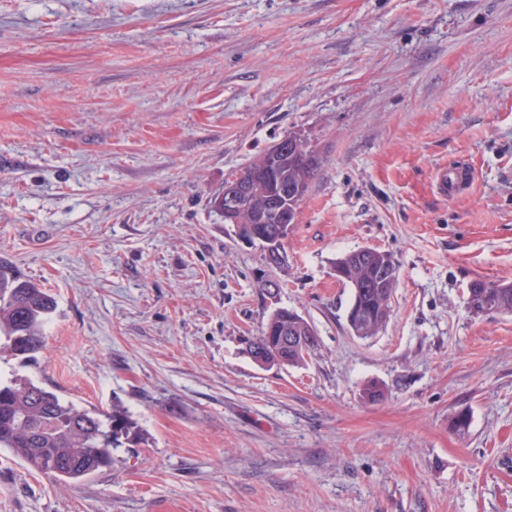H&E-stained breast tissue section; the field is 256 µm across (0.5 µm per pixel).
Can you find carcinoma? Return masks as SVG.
<instances>
[{
  "mask_svg": "<svg viewBox=\"0 0 512 512\" xmlns=\"http://www.w3.org/2000/svg\"><path fill=\"white\" fill-rule=\"evenodd\" d=\"M319 172L314 154L302 165L281 156L272 163V179L258 191L272 193L288 185L302 188L305 196ZM334 265L343 266V275L336 280L351 289V306L379 311L377 289L360 288V273L353 271L351 258L343 255ZM467 304L476 313H512V288L475 279L468 288ZM56 308L55 298L47 289L0 265V346L23 357L39 349L44 326ZM280 325L279 315L273 314L250 344L251 355L265 351ZM302 328L310 341L305 350L289 353L290 365L303 362L318 344L315 330L305 319ZM142 440L140 426L123 407L114 406L110 413L90 411L28 377L16 375L0 381V449H8L29 468L60 483L77 482L111 466L112 449Z\"/></svg>",
  "mask_w": 512,
  "mask_h": 512,
  "instance_id": "carcinoma-1",
  "label": "carcinoma"
}]
</instances>
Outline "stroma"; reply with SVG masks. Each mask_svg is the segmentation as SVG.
Returning <instances> with one entry per match:
<instances>
[{
	"mask_svg": "<svg viewBox=\"0 0 512 512\" xmlns=\"http://www.w3.org/2000/svg\"><path fill=\"white\" fill-rule=\"evenodd\" d=\"M293 131L321 172L280 271L209 200ZM362 248L400 268L367 339ZM0 262L57 302L0 376L148 439L74 484L2 448L0 512H512V313L466 303L512 283V0H0ZM280 308L318 345L258 365ZM472 178L470 169L463 165L450 164L440 168L435 176V186L438 193L448 199L453 198L462 185ZM349 253L337 258L336 261L334 262V267H336L337 265H344L345 268H343V275L339 276L342 274L341 267H336V269L333 270L334 274L338 276L336 277V280L339 283H342L344 286L350 288L352 292V301L347 311V315L354 306L364 311L374 310L375 313L377 314V312L380 310V303L377 297L376 288H388L389 285L393 283L395 279L394 265L390 264L387 266L380 267L373 266L370 276L362 281V286L360 288V286L358 285L360 273L353 271L354 265L351 264L352 259L350 257H347ZM364 288H367V290L363 291ZM366 320L373 319H366L365 317H362L360 314L357 315L356 312L353 310H351L349 313L350 325L358 326L362 324L363 321ZM511 283L475 279L468 288L467 304L475 313H512V288H500ZM283 315H278L277 312H275L267 321L265 326L262 328V331L260 333V336H257L252 343L250 344V353L256 358V355H259L261 352H264L267 348V345L273 342V339L277 334L278 328L280 325H282V321L280 320L283 318ZM280 318V319H279ZM302 320V328L304 332H308V334H303V336H307L310 338V341L307 343L304 352H289L288 355V365H295L302 363L305 360V355L308 356L311 351L315 349V347L318 344V338L315 330L313 327L309 324L307 320H305L303 317H301ZM275 335V336H274ZM288 335L292 336L288 340ZM281 337L276 339L273 342V345L278 346L279 349L284 348H294V347H300L303 345V336L298 337L297 333L294 332V330L288 331V328H286L280 335ZM256 360V359H255Z\"/></svg>",
	"mask_w": 512,
	"mask_h": 512,
	"instance_id": "1",
	"label": "stroma"
}]
</instances>
